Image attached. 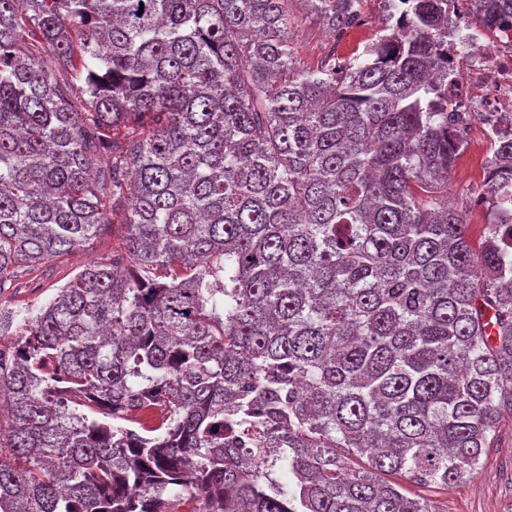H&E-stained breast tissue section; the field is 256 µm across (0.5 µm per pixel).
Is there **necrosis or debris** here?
<instances>
[{"label": "necrosis or debris", "mask_w": 512, "mask_h": 512, "mask_svg": "<svg viewBox=\"0 0 512 512\" xmlns=\"http://www.w3.org/2000/svg\"><path fill=\"white\" fill-rule=\"evenodd\" d=\"M448 25L462 35L448 44V61L459 73L453 101L462 119L455 135L466 145L512 130V21L481 23L472 0H456Z\"/></svg>", "instance_id": "necrosis-or-debris-1"}]
</instances>
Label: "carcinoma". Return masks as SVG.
I'll return each mask as SVG.
<instances>
[{"label":"carcinoma","instance_id":"carcinoma-1","mask_svg":"<svg viewBox=\"0 0 512 512\" xmlns=\"http://www.w3.org/2000/svg\"><path fill=\"white\" fill-rule=\"evenodd\" d=\"M285 2L0 0V297L123 227L0 348V512H431L383 475L453 485L512 415V137L475 241L453 0L312 69Z\"/></svg>","mask_w":512,"mask_h":512}]
</instances>
